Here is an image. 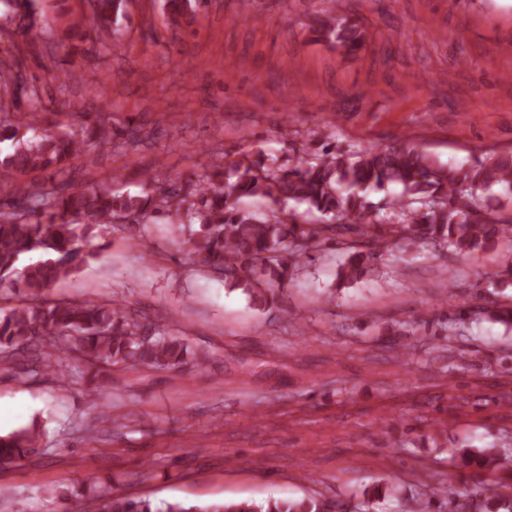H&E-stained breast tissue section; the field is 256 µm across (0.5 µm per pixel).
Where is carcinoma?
Returning <instances> with one entry per match:
<instances>
[{
    "instance_id": "carcinoma-1",
    "label": "carcinoma",
    "mask_w": 512,
    "mask_h": 512,
    "mask_svg": "<svg viewBox=\"0 0 512 512\" xmlns=\"http://www.w3.org/2000/svg\"><path fill=\"white\" fill-rule=\"evenodd\" d=\"M10 12L35 23L34 0H0ZM207 0H167L166 22L176 26L195 17ZM126 0H96V13L78 14L71 0H54L51 20L82 36L95 33L112 39V21ZM316 32L347 52L364 44L359 25L334 15L317 21ZM5 93L0 110H17L20 124L0 130V175L14 178L10 198L0 201V288L21 297L15 308L0 314V361L10 364L26 352L68 388L66 361L89 366L177 368L192 354L179 336L157 332L145 337L141 318L118 304L46 300L45 291L69 279L97 257L91 240L103 239L120 219L145 228L161 217L172 233L196 224L188 239L204 267L220 272L241 288L259 309H271L277 290L320 248L336 237L356 235L347 244L337 270V288L379 275V260L402 243L405 247H440L453 256L512 241V214L503 213L501 196H512V154L492 153L469 166L443 164L416 147H367L353 151L324 142L304 148L288 159L257 153L244 155L181 187L151 189L154 176L142 174L141 191L68 185L48 193L49 211L29 206L27 185L19 177L31 170L59 166L87 146L104 145L112 128L87 119L78 131L38 133L41 115L22 110V95L37 94L24 86L22 74L0 72ZM393 185L395 194L375 206L367 192ZM261 196L271 207L257 213L242 199ZM303 210H298V207ZM482 314L512 326V303L494 301ZM469 309L459 308L441 329L463 336ZM37 425L0 435V466L29 455L38 440ZM463 465L483 469L499 454L495 448H460ZM327 501L316 498H274L263 501L215 502L204 507L182 501L156 504L148 497L112 492L88 497L81 512H326ZM448 512H512V474L502 481L481 479L469 501L448 497Z\"/></svg>"
}]
</instances>
